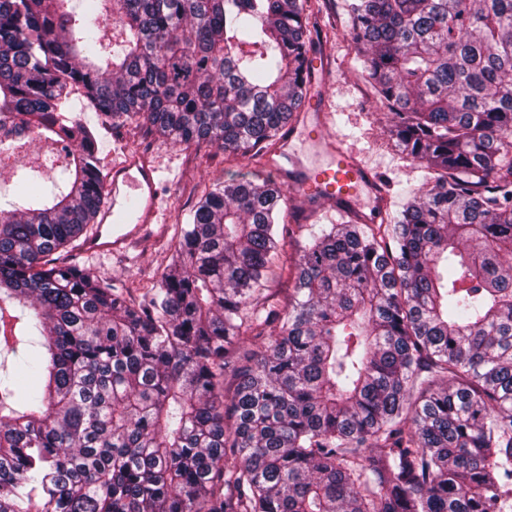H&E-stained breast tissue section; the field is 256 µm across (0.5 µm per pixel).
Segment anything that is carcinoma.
<instances>
[{
	"instance_id": "cac0c4a2",
	"label": "carcinoma",
	"mask_w": 512,
	"mask_h": 512,
	"mask_svg": "<svg viewBox=\"0 0 512 512\" xmlns=\"http://www.w3.org/2000/svg\"><path fill=\"white\" fill-rule=\"evenodd\" d=\"M346 9L421 186L311 229L282 301L280 188L217 184L136 302L69 256L102 196L71 95L259 161L308 95L310 0H0V152L50 147L0 209L28 380L0 373V512H512V0ZM296 249L297 245L295 243H293L291 246H287L286 255L283 254L280 258L281 260L279 265H281V262L285 261L286 258L288 259V275L287 272L282 274L279 269L275 268L274 274L269 277L267 283V288H271L272 290L279 292L281 297L288 295V293L292 291V288H294L295 274L293 261L297 257Z\"/></svg>"
}]
</instances>
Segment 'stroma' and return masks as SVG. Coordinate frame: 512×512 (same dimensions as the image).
Here are the masks:
<instances>
[{
  "instance_id": "35a3bbf8",
  "label": "stroma",
  "mask_w": 512,
  "mask_h": 512,
  "mask_svg": "<svg viewBox=\"0 0 512 512\" xmlns=\"http://www.w3.org/2000/svg\"><path fill=\"white\" fill-rule=\"evenodd\" d=\"M346 0H322L320 24L328 25L327 57L333 72L327 85L332 99V119L328 133L344 142L390 184L388 214H395L403 197L401 188L420 185L421 169L400 159L388 129L391 116L380 110L367 84L351 46L344 14ZM137 150L160 159L162 179L166 184L163 201L171 212V221L154 227L136 250L128 255L83 256L79 262L99 278L111 280L118 287L146 288L170 263L177 244V227L186 223L200 198L214 184L248 178L266 180L259 165L246 157H234L209 144L174 145L150 134L145 127L127 126L103 129L98 157L109 165L122 151ZM286 202L279 220L284 224H332L338 221L336 208L325 203L309 204L291 186H284Z\"/></svg>"
}]
</instances>
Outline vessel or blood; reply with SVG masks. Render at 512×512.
Here are the masks:
<instances>
[{"label": "vessel or blood", "instance_id": "1", "mask_svg": "<svg viewBox=\"0 0 512 512\" xmlns=\"http://www.w3.org/2000/svg\"><path fill=\"white\" fill-rule=\"evenodd\" d=\"M329 156L325 167L308 169L298 153L280 145L268 167L298 182L315 199L337 208L352 205L361 189L377 190L378 180L355 155L340 143L325 141ZM158 168L150 156L137 151L125 153L122 162L108 169L104 178L105 201L98 215L99 229L88 239L87 251L114 254L135 246L148 226L166 223L168 216L160 205L157 189Z\"/></svg>", "mask_w": 512, "mask_h": 512}]
</instances>
